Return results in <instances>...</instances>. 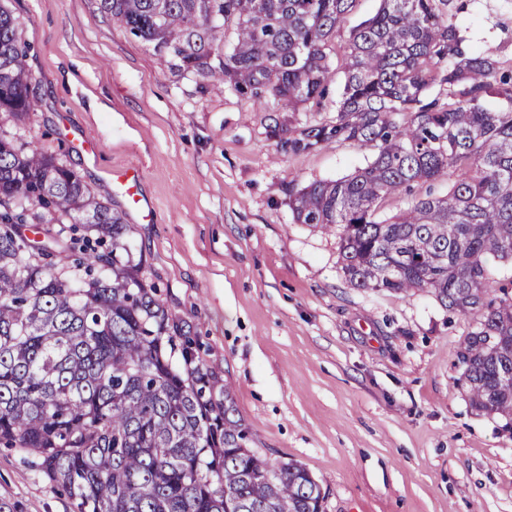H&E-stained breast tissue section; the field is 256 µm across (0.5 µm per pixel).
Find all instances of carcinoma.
I'll return each instance as SVG.
<instances>
[{
  "instance_id": "carcinoma-1",
  "label": "carcinoma",
  "mask_w": 512,
  "mask_h": 512,
  "mask_svg": "<svg viewBox=\"0 0 512 512\" xmlns=\"http://www.w3.org/2000/svg\"><path fill=\"white\" fill-rule=\"evenodd\" d=\"M174 66L290 112L321 96L331 37L354 0H98ZM448 0H381L353 31L336 139L375 159L295 196L294 220L336 232L341 270L372 291L432 292L475 315L458 360L471 404L512 431V71L463 51ZM234 30L224 45V27ZM22 26L0 5V112L29 92ZM446 99H428L433 86ZM494 94L507 106L491 111ZM451 176L444 197L381 211L410 183ZM0 445L74 512H321L325 494L293 459L259 454L232 389L205 366L158 298L133 226L62 162L0 139Z\"/></svg>"
}]
</instances>
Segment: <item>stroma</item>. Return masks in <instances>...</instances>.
I'll return each mask as SVG.
<instances>
[{"label": "stroma", "mask_w": 512, "mask_h": 512, "mask_svg": "<svg viewBox=\"0 0 512 512\" xmlns=\"http://www.w3.org/2000/svg\"><path fill=\"white\" fill-rule=\"evenodd\" d=\"M21 22L37 100L0 138L37 148L126 212L146 275L232 387L259 452L278 451L321 486L324 512H512V435L472 407L457 353L476 323L429 292L356 288L338 238L295 223L314 181L376 156L347 142L305 147L336 122L352 32L380 0H354L334 34L321 104L288 112L174 68L97 0H0ZM465 51L512 69V0H448ZM90 135V156L66 136ZM137 168L150 219L108 181ZM71 512L19 454L0 451V503Z\"/></svg>", "instance_id": "1"}]
</instances>
